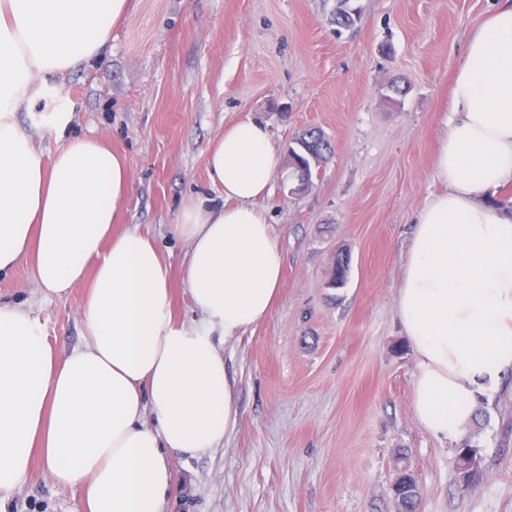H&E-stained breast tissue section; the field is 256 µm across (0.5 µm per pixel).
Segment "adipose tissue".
Segmentation results:
<instances>
[{
    "mask_svg": "<svg viewBox=\"0 0 512 512\" xmlns=\"http://www.w3.org/2000/svg\"><path fill=\"white\" fill-rule=\"evenodd\" d=\"M129 0H0V275L24 260L45 298L87 295L80 346L53 349L31 310L0 297V507L33 457L84 512H162L170 456L217 448L237 421L219 339L262 322L283 255L259 200L280 159L266 125L236 121L206 168L223 203L184 200L173 230L196 313L172 312L171 267L150 233L112 229L133 189L127 159L72 115L21 111L77 64L99 58ZM454 118L435 164L445 186L418 212L397 297L415 357L413 408L455 444L481 397L512 370V211L485 204L512 183V0L466 40ZM57 147L45 152L42 129Z\"/></svg>",
    "mask_w": 512,
    "mask_h": 512,
    "instance_id": "adipose-tissue-1",
    "label": "adipose tissue"
}]
</instances>
